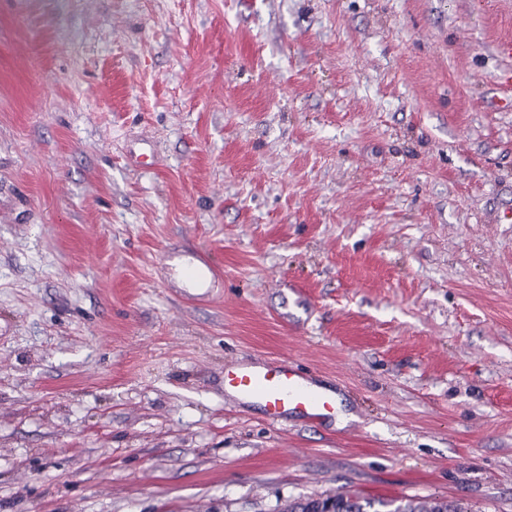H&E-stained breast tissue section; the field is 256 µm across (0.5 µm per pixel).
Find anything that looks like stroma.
I'll return each instance as SVG.
<instances>
[{"label": "stroma", "instance_id": "stroma-1", "mask_svg": "<svg viewBox=\"0 0 512 512\" xmlns=\"http://www.w3.org/2000/svg\"><path fill=\"white\" fill-rule=\"evenodd\" d=\"M512 0H0V512H512ZM287 359L357 420L224 390ZM333 501L335 512H448V504L443 502H433L427 505L413 500H392L383 501L360 496L350 495L345 492H336V494L325 498L310 499L304 502H295L288 505L286 512H310L317 509L319 501ZM383 508L384 510H381Z\"/></svg>", "mask_w": 512, "mask_h": 512}]
</instances>
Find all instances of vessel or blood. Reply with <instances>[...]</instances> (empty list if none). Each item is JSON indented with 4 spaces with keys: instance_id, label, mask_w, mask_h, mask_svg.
Wrapping results in <instances>:
<instances>
[{
    "instance_id": "obj_1",
    "label": "vessel or blood",
    "mask_w": 512,
    "mask_h": 512,
    "mask_svg": "<svg viewBox=\"0 0 512 512\" xmlns=\"http://www.w3.org/2000/svg\"><path fill=\"white\" fill-rule=\"evenodd\" d=\"M224 388L244 403L260 405L274 423L291 414L313 421L336 414L335 392L320 387L287 360L225 367Z\"/></svg>"
}]
</instances>
